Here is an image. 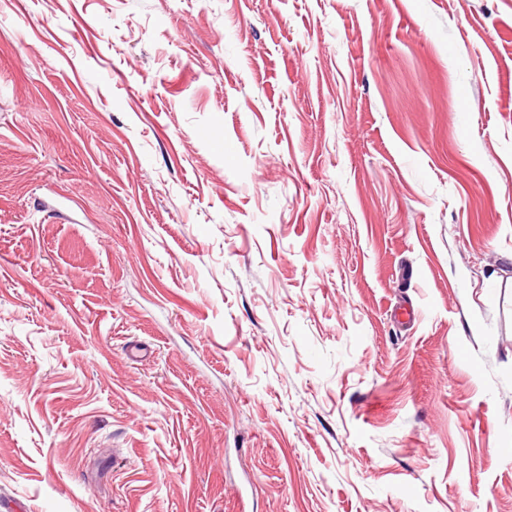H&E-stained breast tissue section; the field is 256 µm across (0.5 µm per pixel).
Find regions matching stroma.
Listing matches in <instances>:
<instances>
[{
  "label": "stroma",
  "instance_id": "stroma-1",
  "mask_svg": "<svg viewBox=\"0 0 512 512\" xmlns=\"http://www.w3.org/2000/svg\"><path fill=\"white\" fill-rule=\"evenodd\" d=\"M242 469L512 512V0H0V497Z\"/></svg>",
  "mask_w": 512,
  "mask_h": 512
}]
</instances>
